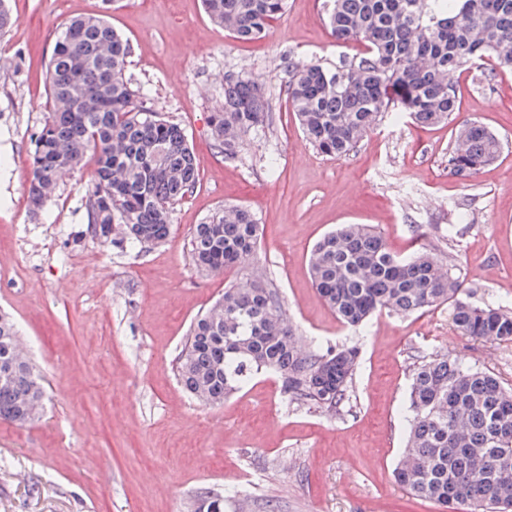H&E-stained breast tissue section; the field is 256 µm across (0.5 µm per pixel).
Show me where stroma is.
<instances>
[{
  "instance_id": "obj_1",
  "label": "stroma",
  "mask_w": 512,
  "mask_h": 512,
  "mask_svg": "<svg viewBox=\"0 0 512 512\" xmlns=\"http://www.w3.org/2000/svg\"><path fill=\"white\" fill-rule=\"evenodd\" d=\"M10 5L16 23L0 36V310L17 321L46 398L30 425L0 420V512H192L205 488L228 490L224 512H446L393 477L412 369L449 355L512 387V344L460 335L444 306L345 328L313 286L308 256L337 225L368 224L398 256L430 249L474 305L512 312V74L481 61L456 76L450 122L420 127L388 112L349 155L330 158L288 103L292 70L363 51L332 39L323 0H287L269 34L249 43L216 27L202 0H120L110 22L130 44L127 77L147 107L183 128L198 183L174 204L163 243L112 245L89 226L92 162L67 172L42 210L27 195L50 110L51 35L99 14L102 0ZM228 74L257 82L270 105L232 159L210 130ZM465 120L493 132L501 152L461 182L448 174V155ZM227 203L255 213L256 253L223 275H201L190 233ZM258 270L301 349H359L339 412L288 401L272 376L219 407L179 384L192 320Z\"/></svg>"
}]
</instances>
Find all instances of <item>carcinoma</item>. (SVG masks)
Returning <instances> with one entry per match:
<instances>
[{"mask_svg": "<svg viewBox=\"0 0 512 512\" xmlns=\"http://www.w3.org/2000/svg\"><path fill=\"white\" fill-rule=\"evenodd\" d=\"M208 17L242 42L261 38L285 12L287 0H203ZM338 43L363 53L334 66L296 70L288 103L312 146L328 157L347 155L386 112H405L420 126L456 111L457 75L493 58L512 73V0H324ZM128 40L106 15L75 17L54 36L48 62L52 112L35 140L28 196L34 210L54 196L62 174L94 157L88 190L96 236L146 247L169 235L170 208L195 188L198 170L184 131L144 105L126 79ZM268 103L260 88L224 77V108L211 124L215 146L231 158L243 137L264 125ZM498 137L462 123L448 172L469 180L499 155ZM259 224L248 208L226 205L195 225L190 257L206 275L246 262ZM312 282L336 319L359 327L387 311L408 316L448 306L453 328L480 342L512 343V312L478 307L462 281L440 272L421 248L394 255L364 224L325 234L309 256ZM18 330L0 312V362L13 364L0 381V420L32 423L44 400L36 366L19 357ZM354 348L297 350L295 330L276 289L261 275L246 288L229 286L190 325L176 361L178 380L195 399L221 405L256 376L272 373L282 393L327 412L340 408L356 369ZM405 447L394 469L412 496L468 512H512V388L494 375L444 355L414 366ZM195 512H224V493L201 491Z\"/></svg>", "mask_w": 512, "mask_h": 512, "instance_id": "carcinoma-1", "label": "carcinoma"}]
</instances>
